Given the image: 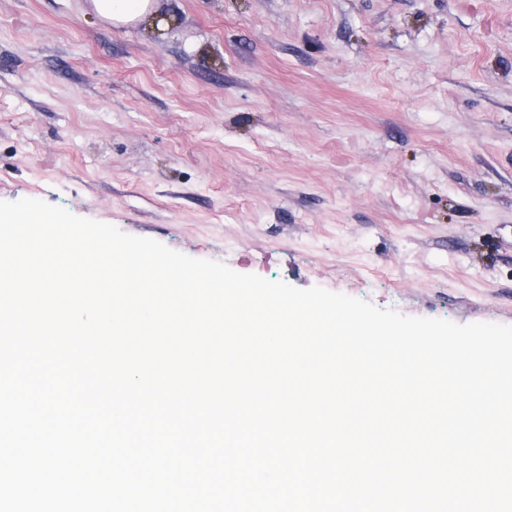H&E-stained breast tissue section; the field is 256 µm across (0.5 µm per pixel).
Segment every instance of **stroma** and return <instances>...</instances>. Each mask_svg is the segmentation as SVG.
<instances>
[{
    "mask_svg": "<svg viewBox=\"0 0 512 512\" xmlns=\"http://www.w3.org/2000/svg\"><path fill=\"white\" fill-rule=\"evenodd\" d=\"M0 0V200L512 325V0ZM152 0H92L94 12L113 27L138 23L151 13Z\"/></svg>",
    "mask_w": 512,
    "mask_h": 512,
    "instance_id": "stroma-1",
    "label": "stroma"
}]
</instances>
